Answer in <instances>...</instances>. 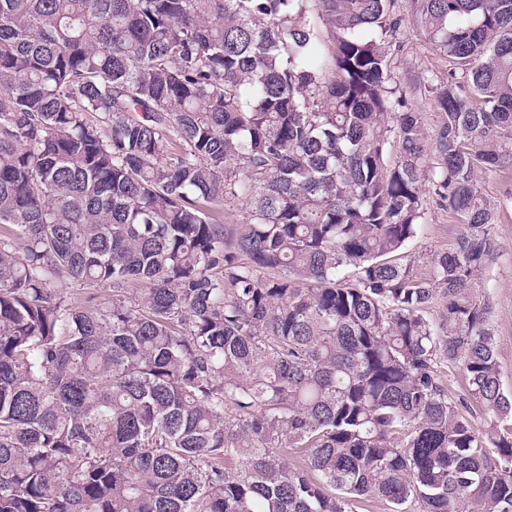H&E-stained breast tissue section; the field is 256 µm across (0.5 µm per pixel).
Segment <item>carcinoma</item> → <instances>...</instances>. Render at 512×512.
Listing matches in <instances>:
<instances>
[{
	"label": "carcinoma",
	"mask_w": 512,
	"mask_h": 512,
	"mask_svg": "<svg viewBox=\"0 0 512 512\" xmlns=\"http://www.w3.org/2000/svg\"><path fill=\"white\" fill-rule=\"evenodd\" d=\"M391 2L0 0V512H512L474 181L512 167V0H414L431 137ZM425 182L461 229L409 256ZM393 13L401 18V25L391 47L392 85L397 84L407 108L423 113L426 131L432 135L440 120L439 110L425 86L446 78L452 66L425 39L420 22L412 13L411 0H394ZM58 287L62 288L70 300L75 305H84L85 301L90 295H96L97 302H108L112 299V293L108 290L90 289L88 286H83L73 282L68 277L64 276L58 281Z\"/></svg>",
	"instance_id": "cac0c4a2"
}]
</instances>
